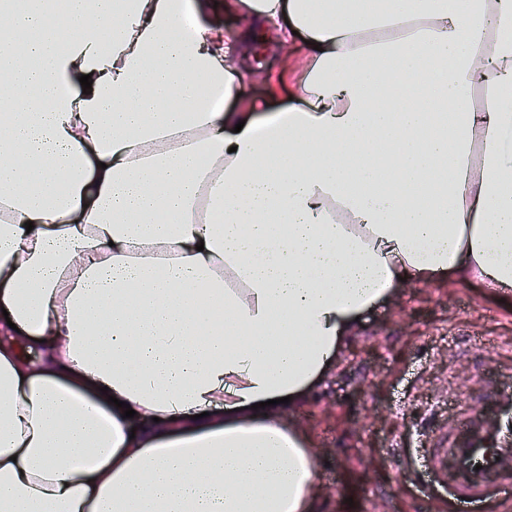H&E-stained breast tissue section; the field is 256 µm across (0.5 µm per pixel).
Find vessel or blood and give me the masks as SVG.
<instances>
[{"instance_id":"obj_1","label":"vessel or blood","mask_w":512,"mask_h":512,"mask_svg":"<svg viewBox=\"0 0 512 512\" xmlns=\"http://www.w3.org/2000/svg\"><path fill=\"white\" fill-rule=\"evenodd\" d=\"M487 410L460 412L454 429L427 426L415 448L403 449L404 472L428 489L447 490L443 512H512V383L503 382L484 396Z\"/></svg>"}]
</instances>
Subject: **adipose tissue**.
Segmentation results:
<instances>
[{"label": "adipose tissue", "instance_id": "1", "mask_svg": "<svg viewBox=\"0 0 512 512\" xmlns=\"http://www.w3.org/2000/svg\"><path fill=\"white\" fill-rule=\"evenodd\" d=\"M66 3L0 0V512H314L282 398L401 281L512 291V0H227L305 46L262 118L219 25Z\"/></svg>", "mask_w": 512, "mask_h": 512}]
</instances>
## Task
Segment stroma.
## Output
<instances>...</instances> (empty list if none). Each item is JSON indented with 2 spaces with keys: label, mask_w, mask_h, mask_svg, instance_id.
Segmentation results:
<instances>
[{
  "label": "stroma",
  "mask_w": 512,
  "mask_h": 512,
  "mask_svg": "<svg viewBox=\"0 0 512 512\" xmlns=\"http://www.w3.org/2000/svg\"><path fill=\"white\" fill-rule=\"evenodd\" d=\"M230 52H247L248 70L225 109L255 104L288 108L296 88L283 64L300 70L302 51L254 40L228 20ZM512 377V294L447 274L397 294L360 320L336 362L289 418L316 453V512H423L421 494L404 476L390 445L413 425L467 409L486 410L480 394Z\"/></svg>",
  "instance_id": "obj_1"
}]
</instances>
